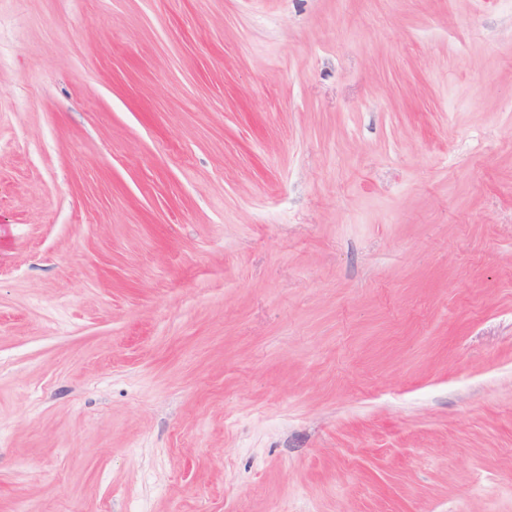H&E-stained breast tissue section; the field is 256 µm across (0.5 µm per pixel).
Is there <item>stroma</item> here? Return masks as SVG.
<instances>
[{"label": "stroma", "instance_id": "stroma-1", "mask_svg": "<svg viewBox=\"0 0 512 512\" xmlns=\"http://www.w3.org/2000/svg\"><path fill=\"white\" fill-rule=\"evenodd\" d=\"M512 512V0H0V512Z\"/></svg>", "mask_w": 512, "mask_h": 512}]
</instances>
